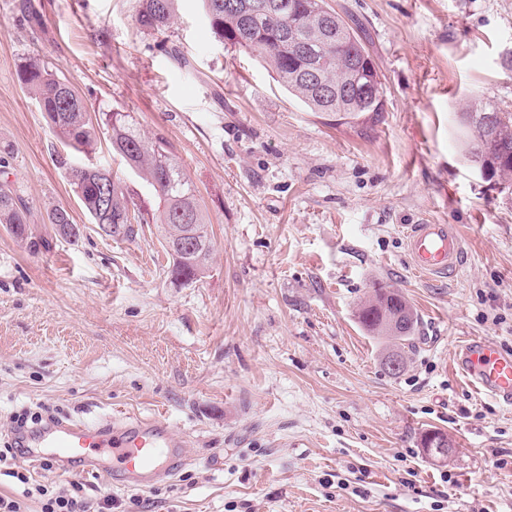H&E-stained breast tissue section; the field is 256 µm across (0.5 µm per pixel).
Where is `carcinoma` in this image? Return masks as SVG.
I'll return each instance as SVG.
<instances>
[{
  "mask_svg": "<svg viewBox=\"0 0 512 512\" xmlns=\"http://www.w3.org/2000/svg\"><path fill=\"white\" fill-rule=\"evenodd\" d=\"M178 0H139L137 24L144 30L163 32L171 24ZM215 36L225 44L259 58L274 79L313 112H341L357 119L365 113L384 111L385 90L378 69L357 33L325 0H268L263 12L252 8L256 0H200ZM365 82L364 97L336 95L353 80ZM22 87L38 102L55 135L73 150L88 154L98 138L82 97L54 77L37 61L19 72ZM459 125L469 161L478 158L488 178L498 179L512 191V112L487 103L468 108ZM112 152L138 175L150 192L152 206L144 208L126 190L117 175L101 164L69 165L68 178L93 224L107 236L131 238L137 224H157L163 247L171 258L168 275L188 284L208 271L212 256L207 219L191 184L160 142L141 137L128 116H106ZM29 207L8 184H0V224L28 241ZM49 223L64 239H75L80 228L69 212L56 208ZM358 322L369 333L392 341L394 354L405 357L419 332L418 314L394 289L373 287L360 306Z\"/></svg>",
  "mask_w": 512,
  "mask_h": 512,
  "instance_id": "obj_1",
  "label": "carcinoma"
}]
</instances>
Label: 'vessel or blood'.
Masks as SVG:
<instances>
[{
	"mask_svg": "<svg viewBox=\"0 0 512 512\" xmlns=\"http://www.w3.org/2000/svg\"><path fill=\"white\" fill-rule=\"evenodd\" d=\"M405 245L413 272L423 276L448 277L463 258L462 236L448 224L409 225ZM454 363L477 393L512 407V351L472 336L459 346ZM19 444L49 449V462L79 461L88 472L112 473L135 488L175 476L186 463L181 440L159 417H124L108 425L54 419Z\"/></svg>",
	"mask_w": 512,
	"mask_h": 512,
	"instance_id": "obj_1",
	"label": "vessel or blood"
}]
</instances>
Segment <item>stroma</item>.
Here are the masks:
<instances>
[{
	"label": "stroma",
	"instance_id": "1",
	"mask_svg": "<svg viewBox=\"0 0 512 512\" xmlns=\"http://www.w3.org/2000/svg\"><path fill=\"white\" fill-rule=\"evenodd\" d=\"M361 35L385 110H308L255 57L217 41L199 0L161 34L139 0H0V174L27 203V242L0 227V446L16 415L105 424L157 416L186 465L148 488L81 480L112 512H512V409L453 366L482 336L512 350V194L467 161L455 112H512V0H326ZM39 59L92 118L123 112L162 139L206 211L211 268L166 274L155 225L99 234L69 150L17 78ZM65 208L80 239L55 236ZM452 224L453 277L411 270L410 224ZM421 320L406 365L357 311L373 285ZM439 431L454 451L421 444Z\"/></svg>",
	"mask_w": 512,
	"mask_h": 512
}]
</instances>
